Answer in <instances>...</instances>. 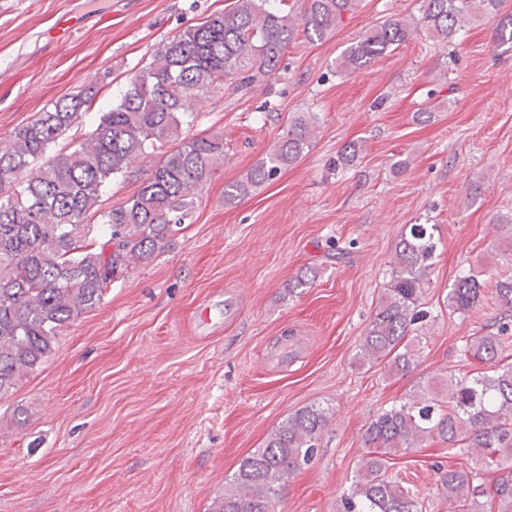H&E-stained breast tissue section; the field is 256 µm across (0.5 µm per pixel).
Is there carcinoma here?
Returning a JSON list of instances; mask_svg holds the SVG:
<instances>
[{"mask_svg": "<svg viewBox=\"0 0 512 512\" xmlns=\"http://www.w3.org/2000/svg\"><path fill=\"white\" fill-rule=\"evenodd\" d=\"M354 5L355 0H304L294 16L276 0H232L224 11L163 41L78 144L49 153L91 109L99 94L93 83L57 99L0 144V392L35 371L63 330L96 308L112 283L149 263L183 230L195 197L227 155L222 132L183 134L192 127L191 102L233 74L239 92L275 75L297 32L318 42ZM481 8L499 17L495 44L512 48V11H502L501 0H422L423 26L446 41ZM411 33L408 20L389 18L350 45L339 66L365 69ZM317 122L313 112L294 116L265 159L225 185L224 201L249 196L298 161L314 142ZM362 153L351 141L339 161L354 165ZM153 154L160 160L137 191L102 209L112 180L136 172ZM96 214L106 226L101 237L87 223ZM438 244L432 224H411L401 232L384 297L361 339L360 355L368 363L403 374L418 367L408 337ZM506 265L487 275L494 281L489 292L477 276L459 274L448 307L466 313L488 297L512 310V252ZM463 352L477 370L421 382L406 401L371 416L344 512H422L419 493L388 476V459L436 440L460 451L479 448L483 460L512 471V365L501 358L502 338L471 336ZM330 416L331 408L319 403L289 415L263 447L240 462L212 512H275L288 479L313 459ZM479 478L478 470L438 469L436 488L448 512H482ZM494 498L498 512H512V478L500 479Z\"/></svg>", "mask_w": 512, "mask_h": 512, "instance_id": "carcinoma-1", "label": "carcinoma"}]
</instances>
